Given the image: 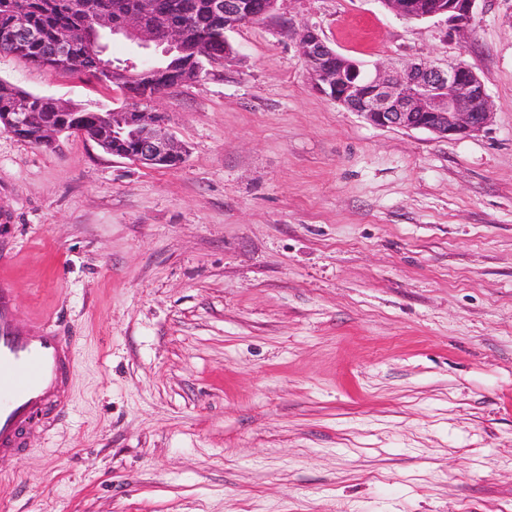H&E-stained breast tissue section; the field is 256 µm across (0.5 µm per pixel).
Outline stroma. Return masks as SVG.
Segmentation results:
<instances>
[{
	"label": "stroma",
	"instance_id": "obj_1",
	"mask_svg": "<svg viewBox=\"0 0 512 512\" xmlns=\"http://www.w3.org/2000/svg\"><path fill=\"white\" fill-rule=\"evenodd\" d=\"M304 27L369 65L466 64L491 122L371 124L313 90ZM446 30L278 0L148 103L174 168L0 132V286L78 358L72 404L0 456V512H512V0ZM0 81L122 102L11 55Z\"/></svg>",
	"mask_w": 512,
	"mask_h": 512
}]
</instances>
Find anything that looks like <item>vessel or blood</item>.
Wrapping results in <instances>:
<instances>
[{
  "label": "vessel or blood",
  "mask_w": 512,
  "mask_h": 512,
  "mask_svg": "<svg viewBox=\"0 0 512 512\" xmlns=\"http://www.w3.org/2000/svg\"><path fill=\"white\" fill-rule=\"evenodd\" d=\"M18 319L11 289L0 288V455L25 446L39 413L68 405L77 370L71 339L48 326L21 330Z\"/></svg>",
  "instance_id": "b4317fda"
}]
</instances>
